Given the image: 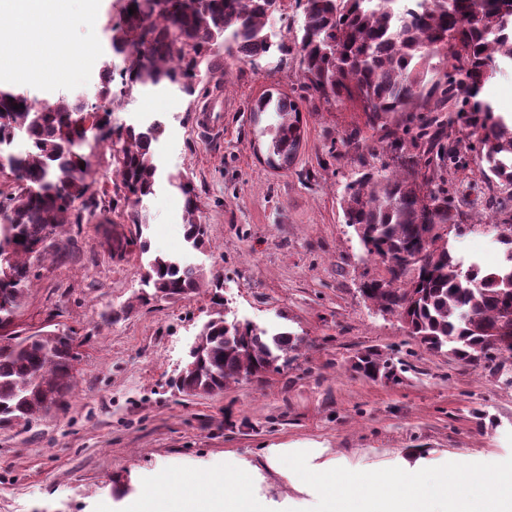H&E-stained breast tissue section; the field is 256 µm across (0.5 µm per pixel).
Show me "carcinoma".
I'll use <instances>...</instances> for the list:
<instances>
[{
  "label": "carcinoma",
  "mask_w": 512,
  "mask_h": 512,
  "mask_svg": "<svg viewBox=\"0 0 512 512\" xmlns=\"http://www.w3.org/2000/svg\"><path fill=\"white\" fill-rule=\"evenodd\" d=\"M302 21L293 39L273 41L267 23L285 0H123L110 26L114 53L130 59L119 95L171 90L191 96L197 73L218 68L221 55L253 62L273 53L299 54L301 89L330 105L358 103L370 127L385 126L392 112L416 124L400 169L362 173L347 187L346 223L367 253L379 257L390 278L366 285L385 310L397 311L409 335L427 350L495 367L512 359V345L491 347L492 332L512 337L504 323L512 309V228L499 235L506 263L484 269L464 265L435 229L457 224L465 198L448 192V172L463 152L479 157L488 185L512 186V117L495 112L483 97L496 75L512 68V0H298ZM134 13H129V8ZM112 71L104 70L97 103L65 99L37 103L0 89V151L17 138L24 152L11 156L15 190L0 201V330L11 325L30 283L24 257L37 251L69 223L78 201L96 203L90 158L101 148L113 169L112 202L134 205L154 193L158 166L152 149L165 131L154 118L114 126ZM256 115L270 112L269 154L283 164L293 159L301 129L294 99L268 95ZM429 112L426 119L417 113ZM460 123L473 142L465 146L448 128ZM180 190L187 213L185 237L204 247L206 225L197 222V197L188 176L168 178ZM220 286V276L178 258L156 255L147 264L141 300L180 299L203 280ZM174 386L188 395H211L231 382L279 370L300 338L271 332L223 312L198 335ZM72 339L50 331L0 336V424L28 423L48 411L46 401L64 396L73 381ZM355 368L368 378L394 379L389 364L373 353Z\"/></svg>",
  "instance_id": "1"
}]
</instances>
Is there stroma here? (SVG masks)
Returning <instances> with one entry per match:
<instances>
[{
	"mask_svg": "<svg viewBox=\"0 0 512 512\" xmlns=\"http://www.w3.org/2000/svg\"><path fill=\"white\" fill-rule=\"evenodd\" d=\"M112 0H73L69 40L76 51L121 69L109 44ZM15 48L0 43V85L43 102L65 96L93 102L97 67L54 69L22 81L11 69ZM296 98L302 142L280 169L267 162V139L251 108L266 92ZM224 128L198 126L200 109ZM163 118L155 145L159 182L138 206L143 222L125 221L127 203L108 217L75 205L74 222L28 257L31 286L14 314L25 336L54 330L73 336V387L61 408L29 424L0 426V512H126L159 474L190 471L201 481L229 456L259 461L262 449L320 448L351 471L393 472L419 464L436 477L454 469L512 471V363L467 364L424 349L398 313L381 310L363 288L388 279L341 208L348 183L367 167L397 166L386 129L358 108L303 99L297 56L250 63L226 58L201 77L193 96L141 92L118 99L112 121ZM189 174L203 249L184 239L186 216L169 176ZM490 208L449 227L464 260L497 266L496 238L512 219V187L495 188ZM129 245L116 256L112 231ZM150 241L142 254L137 236ZM173 255L220 274L224 311L302 343L292 361L261 378L229 384L216 395L187 396L172 387L202 324L213 313L209 288L178 301H141L150 255ZM371 351L388 359L397 380L370 379L354 362Z\"/></svg>",
	"mask_w": 512,
	"mask_h": 512,
	"instance_id": "stroma-1",
	"label": "stroma"
}]
</instances>
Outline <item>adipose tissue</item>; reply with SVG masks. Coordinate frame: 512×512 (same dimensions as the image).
<instances>
[{
    "label": "adipose tissue",
    "mask_w": 512,
    "mask_h": 512,
    "mask_svg": "<svg viewBox=\"0 0 512 512\" xmlns=\"http://www.w3.org/2000/svg\"><path fill=\"white\" fill-rule=\"evenodd\" d=\"M5 14L15 24L0 29V40L24 43L34 57L50 45L48 33L72 22L69 0H0V16ZM321 454L318 448H267L263 466L236 457L225 462L223 476L206 484L191 473H168L133 499L129 512H289L287 503L256 491L265 470L312 494L318 512H512V473L487 481L479 474L447 472L434 486L418 467L396 475L354 473L336 461H321ZM477 483L483 489L476 495L472 487Z\"/></svg>",
    "instance_id": "adipose-tissue-1"
}]
</instances>
